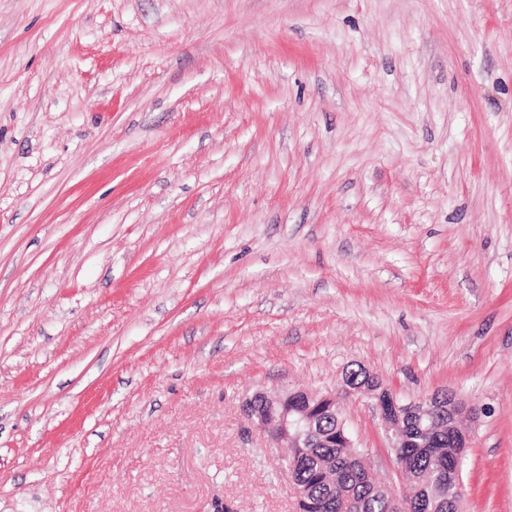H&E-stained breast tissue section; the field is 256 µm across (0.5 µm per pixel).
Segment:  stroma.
I'll list each match as a JSON object with an SVG mask.
<instances>
[{
  "instance_id": "obj_1",
  "label": "stroma",
  "mask_w": 512,
  "mask_h": 512,
  "mask_svg": "<svg viewBox=\"0 0 512 512\" xmlns=\"http://www.w3.org/2000/svg\"><path fill=\"white\" fill-rule=\"evenodd\" d=\"M358 367L512 512V0H0V512H296L242 404Z\"/></svg>"
}]
</instances>
